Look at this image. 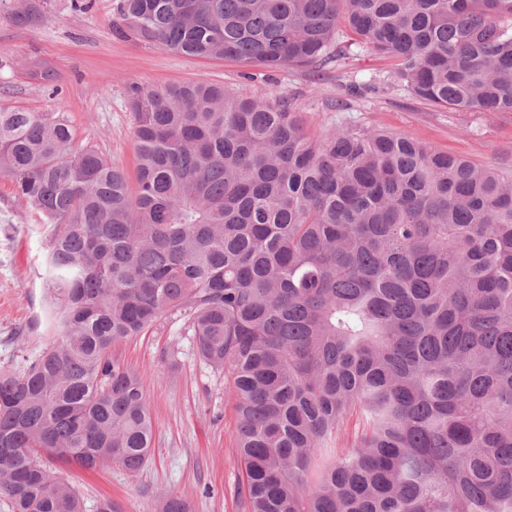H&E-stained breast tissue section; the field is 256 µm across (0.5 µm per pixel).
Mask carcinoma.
Listing matches in <instances>:
<instances>
[{
  "mask_svg": "<svg viewBox=\"0 0 512 512\" xmlns=\"http://www.w3.org/2000/svg\"><path fill=\"white\" fill-rule=\"evenodd\" d=\"M180 55L325 67L512 112V0H120ZM135 186L52 112L0 110V177L56 225L52 343L0 371V499L83 512L47 453L137 473L153 422L112 354L166 317L235 396L247 512H512V175L407 134L305 130L286 102L135 87ZM356 419L353 429L349 421ZM160 512H191L173 491Z\"/></svg>",
  "mask_w": 512,
  "mask_h": 512,
  "instance_id": "obj_1",
  "label": "carcinoma"
}]
</instances>
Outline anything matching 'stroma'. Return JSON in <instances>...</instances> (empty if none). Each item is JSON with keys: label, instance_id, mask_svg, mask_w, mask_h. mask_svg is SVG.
<instances>
[{"label": "stroma", "instance_id": "35a3bbf8", "mask_svg": "<svg viewBox=\"0 0 512 512\" xmlns=\"http://www.w3.org/2000/svg\"><path fill=\"white\" fill-rule=\"evenodd\" d=\"M120 0H0V109L53 112L69 121L75 142L95 148L134 174L135 115L131 86L162 87L204 81L226 91L272 102L287 101L303 125L325 137L337 127L383 128L412 136L472 163L512 172V112L453 111L387 86L391 59L350 37L342 66L309 68L202 59L144 45L124 36ZM43 59L56 77L47 85L26 73ZM53 227L26 210L0 178V370H23L49 344L43 318V268ZM175 351L176 362L166 358ZM113 354L143 377L155 437L135 474L111 464L88 473L51 457L44 466L70 481L96 512L101 498L124 512H158L159 495L172 490L193 512H245L237 493L234 398L223 374L197 357L182 320L164 319L145 335L119 341Z\"/></svg>", "mask_w": 512, "mask_h": 512}]
</instances>
